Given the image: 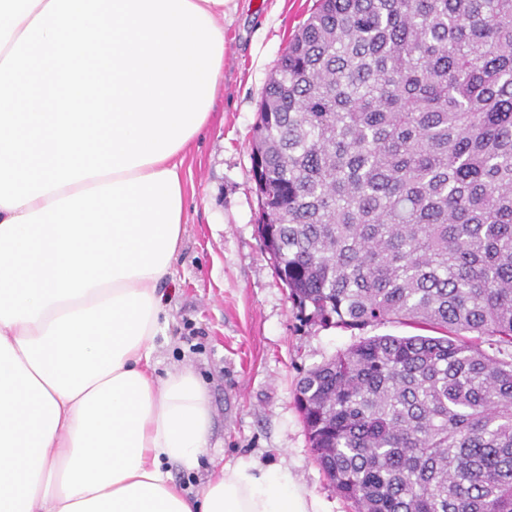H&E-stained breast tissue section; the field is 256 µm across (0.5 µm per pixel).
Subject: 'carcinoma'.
<instances>
[{
    "instance_id": "cac0c4a2",
    "label": "carcinoma",
    "mask_w": 512,
    "mask_h": 512,
    "mask_svg": "<svg viewBox=\"0 0 512 512\" xmlns=\"http://www.w3.org/2000/svg\"><path fill=\"white\" fill-rule=\"evenodd\" d=\"M257 223L295 404L353 512H512V0H319L263 92Z\"/></svg>"
}]
</instances>
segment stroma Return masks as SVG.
<instances>
[{
	"mask_svg": "<svg viewBox=\"0 0 512 512\" xmlns=\"http://www.w3.org/2000/svg\"><path fill=\"white\" fill-rule=\"evenodd\" d=\"M316 0H230L226 51L207 127L183 159L186 232L163 284L167 323L155 340L158 376L191 367L210 396L211 446L199 471L174 469L198 488L213 467L251 459L287 468L325 512H351L315 463L294 402L304 373L360 336L409 335L393 323L364 332L300 325L258 235L251 141L272 71Z\"/></svg>",
	"mask_w": 512,
	"mask_h": 512,
	"instance_id": "1",
	"label": "stroma"
}]
</instances>
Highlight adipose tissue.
<instances>
[{
  "instance_id": "ef3b65f1",
  "label": "adipose tissue",
  "mask_w": 512,
  "mask_h": 512,
  "mask_svg": "<svg viewBox=\"0 0 512 512\" xmlns=\"http://www.w3.org/2000/svg\"><path fill=\"white\" fill-rule=\"evenodd\" d=\"M228 2L0 0V512H323L285 469L170 471L212 434L153 353Z\"/></svg>"
}]
</instances>
